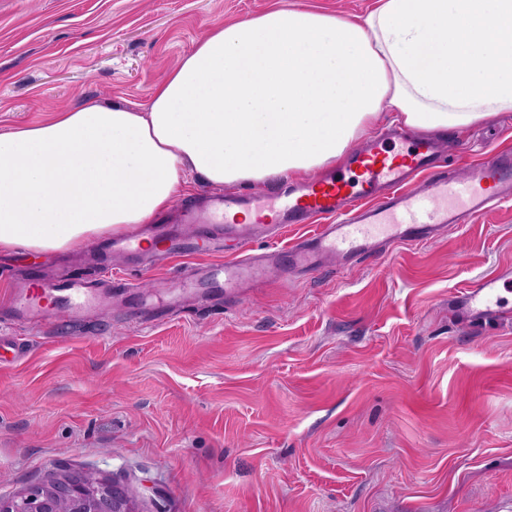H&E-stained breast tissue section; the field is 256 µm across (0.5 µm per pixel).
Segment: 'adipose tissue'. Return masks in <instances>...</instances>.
Listing matches in <instances>:
<instances>
[{"mask_svg": "<svg viewBox=\"0 0 512 512\" xmlns=\"http://www.w3.org/2000/svg\"><path fill=\"white\" fill-rule=\"evenodd\" d=\"M419 132L512 112V0L275 4L215 27L140 108L0 133V251H64L165 213L192 177L234 188L336 165L381 111ZM291 6H310L336 14L358 15L374 7L376 0H285Z\"/></svg>", "mask_w": 512, "mask_h": 512, "instance_id": "obj_1", "label": "adipose tissue"}]
</instances>
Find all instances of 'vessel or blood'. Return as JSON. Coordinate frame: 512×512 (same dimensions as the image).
Returning <instances> with one entry per match:
<instances>
[{
    "instance_id": "vessel-or-blood-1",
    "label": "vessel or blood",
    "mask_w": 512,
    "mask_h": 512,
    "mask_svg": "<svg viewBox=\"0 0 512 512\" xmlns=\"http://www.w3.org/2000/svg\"><path fill=\"white\" fill-rule=\"evenodd\" d=\"M447 149L409 128L389 130L349 154L343 170L299 183L285 181L272 191L207 192L180 211L177 223L151 226L156 248L143 250L134 238L114 239L109 247L145 251L148 272L160 262L185 260L178 283L166 293L171 304L193 292L205 301L234 294L267 282L274 267L285 274H315L330 259L346 266L373 259L387 247L429 241L448 227L473 223L494 205L512 200L511 150H490L463 170L438 168L437 156ZM243 213L251 215L250 223L240 222ZM293 226L305 232L286 249H254L257 236L272 239ZM509 281L512 271L505 269L463 291L461 314L496 320L505 305L501 286ZM128 288L118 276L97 285L70 276L34 277L0 299V319L38 324L56 308L87 318L102 299Z\"/></svg>"
}]
</instances>
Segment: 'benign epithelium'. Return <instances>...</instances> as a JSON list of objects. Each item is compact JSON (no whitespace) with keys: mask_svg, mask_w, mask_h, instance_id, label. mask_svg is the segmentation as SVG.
<instances>
[{"mask_svg":"<svg viewBox=\"0 0 512 512\" xmlns=\"http://www.w3.org/2000/svg\"><path fill=\"white\" fill-rule=\"evenodd\" d=\"M0 512H141L116 482L92 472L64 470L8 496Z\"/></svg>","mask_w":512,"mask_h":512,"instance_id":"7a95c632","label":"benign epithelium"}]
</instances>
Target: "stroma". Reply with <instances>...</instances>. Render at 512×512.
<instances>
[{
    "instance_id": "1",
    "label": "stroma",
    "mask_w": 512,
    "mask_h": 512,
    "mask_svg": "<svg viewBox=\"0 0 512 512\" xmlns=\"http://www.w3.org/2000/svg\"><path fill=\"white\" fill-rule=\"evenodd\" d=\"M272 2L0 0V132L146 104L210 30ZM453 138L462 160L512 147V112ZM60 261L1 253L0 295ZM508 267L512 202L156 321L139 300L178 265L116 260L127 302L0 325V495L69 469L114 478L143 512H512V293L489 324L453 305Z\"/></svg>"
}]
</instances>
